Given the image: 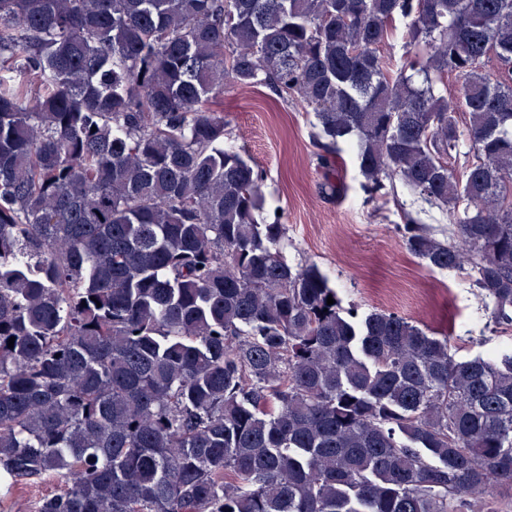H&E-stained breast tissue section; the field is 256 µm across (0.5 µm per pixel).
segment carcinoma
I'll use <instances>...</instances> for the list:
<instances>
[{"label":"carcinoma","instance_id":"carcinoma-1","mask_svg":"<svg viewBox=\"0 0 512 512\" xmlns=\"http://www.w3.org/2000/svg\"><path fill=\"white\" fill-rule=\"evenodd\" d=\"M492 56L512 0H0V482H62L34 512H498L512 344L344 310L224 145L227 83L294 100L325 178L342 142L370 198L448 212H404L408 251L511 325Z\"/></svg>","mask_w":512,"mask_h":512}]
</instances>
